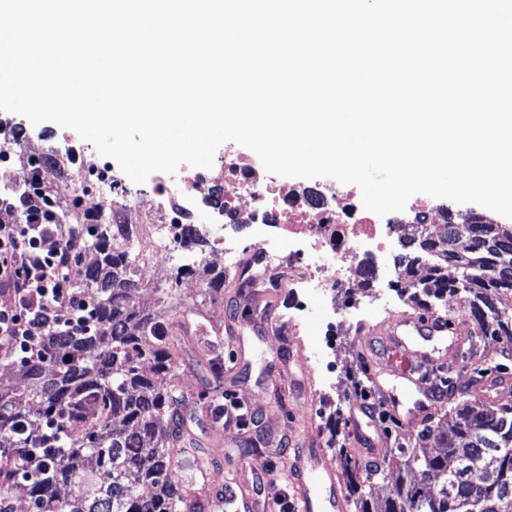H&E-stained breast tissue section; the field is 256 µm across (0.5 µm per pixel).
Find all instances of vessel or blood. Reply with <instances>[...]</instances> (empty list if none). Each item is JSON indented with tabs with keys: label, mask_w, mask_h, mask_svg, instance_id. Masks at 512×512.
I'll return each instance as SVG.
<instances>
[{
	"label": "vessel or blood",
	"mask_w": 512,
	"mask_h": 512,
	"mask_svg": "<svg viewBox=\"0 0 512 512\" xmlns=\"http://www.w3.org/2000/svg\"><path fill=\"white\" fill-rule=\"evenodd\" d=\"M385 354L372 379L385 408L400 415L404 399H411V418H422L435 400L431 387L418 376L420 367L443 362L448 352L459 351L462 331L445 318L423 319L404 315L382 331ZM293 498L297 512H316L322 494H330L334 512H346L347 500L341 491L339 474L324 461L323 449L301 441L294 455ZM225 502H239L240 512H270L272 501L260 498L253 484L245 483L224 491Z\"/></svg>",
	"instance_id": "1"
}]
</instances>
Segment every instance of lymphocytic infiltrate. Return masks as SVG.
<instances>
[{
    "instance_id": "obj_1",
    "label": "lymphocytic infiltrate",
    "mask_w": 512,
    "mask_h": 512,
    "mask_svg": "<svg viewBox=\"0 0 512 512\" xmlns=\"http://www.w3.org/2000/svg\"><path fill=\"white\" fill-rule=\"evenodd\" d=\"M0 359L24 360L37 344L60 330L81 334L92 321V299L81 286L77 255L87 245L78 224L59 218L44 177L0 194Z\"/></svg>"
}]
</instances>
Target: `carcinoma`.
Listing matches in <instances>:
<instances>
[{
	"instance_id": "1",
	"label": "carcinoma",
	"mask_w": 512,
	"mask_h": 512,
	"mask_svg": "<svg viewBox=\"0 0 512 512\" xmlns=\"http://www.w3.org/2000/svg\"><path fill=\"white\" fill-rule=\"evenodd\" d=\"M99 253L82 287L94 305L95 327L84 336L59 332L25 362L17 363L26 387L0 386V433H11L18 414L54 424L69 434L68 447L45 431L37 466L13 482L0 477V496L21 493L32 512H204L201 492L185 476L200 467L195 439L185 427L181 397L175 394L183 337L169 333L159 313L138 299V283L128 277L136 255L126 244L96 227ZM394 258L404 268L400 291L429 307L446 296H463L479 327L466 356L478 361V346L489 338L512 345V228L481 214L468 224H447L442 236L424 224H408ZM459 277H448V267ZM202 299L224 295V271L207 266ZM196 268L181 265L177 277L155 288L158 301L182 308L179 277ZM153 361L152 374L142 364ZM448 387L451 421L438 428L443 452L430 455L422 444L428 424L409 441L397 443L398 461L358 463L342 453L357 512H512V400L500 399L477 411L469 389L455 386L452 370L432 372ZM169 416L168 423L159 421ZM27 450L14 437L0 448V474L16 468ZM393 480L382 499L362 488ZM75 486L74 495L60 489Z\"/></svg>"
}]
</instances>
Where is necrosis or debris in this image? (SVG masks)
I'll use <instances>...</instances> for the list:
<instances>
[{
  "label": "necrosis or debris",
  "mask_w": 512,
  "mask_h": 512,
  "mask_svg": "<svg viewBox=\"0 0 512 512\" xmlns=\"http://www.w3.org/2000/svg\"><path fill=\"white\" fill-rule=\"evenodd\" d=\"M73 181L75 192L87 188L97 203H111L113 223L133 227L129 242L163 262L179 248L184 225L205 221L204 214L187 207V200L200 195L206 186L220 190L226 222L238 221L246 204L254 216L273 217L282 236L278 246L255 237L254 248L262 259L258 270L248 264L245 251L214 236V248L223 252L227 269L253 277L259 284L275 281L305 299L352 287L361 276L368 245L380 246L401 235L398 219H381L361 201L341 196L335 186L303 194L288 190L264 174L257 157L229 150L215 158L212 168L186 170L177 187H170L163 177L154 181V194L169 201L167 209L155 215H140L123 184L112 176H100L98 166L89 160L74 168Z\"/></svg>",
  "instance_id": "1"
}]
</instances>
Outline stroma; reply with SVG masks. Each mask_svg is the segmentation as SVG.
I'll return each mask as SVG.
<instances>
[{"label":"stroma","instance_id":"obj_1","mask_svg":"<svg viewBox=\"0 0 512 512\" xmlns=\"http://www.w3.org/2000/svg\"><path fill=\"white\" fill-rule=\"evenodd\" d=\"M0 151L8 154L7 165L18 179H25L27 160L52 154L55 163L45 178L60 204L67 223L84 224L91 217L89 208L73 212L70 188L75 156L95 154V146L78 134H66L52 122L32 124L23 115L0 111ZM202 245L189 248L187 254L169 261L161 274L168 280L186 256L204 255L210 267L224 266V255L212 251L214 234L236 239L241 248L252 244L249 222L225 223L223 216L212 214L210 223L199 225ZM399 244L376 255L380 273L370 287L339 291L331 297L312 298L321 312L310 321L303 343L283 339L269 332L270 315L293 313L295 299L290 290L277 293L273 302L246 301L237 298L233 287H225L216 301L200 302L205 282L201 276L181 278L179 286L189 301L199 302L190 312L192 324L201 328L211 355L223 367L221 373L199 361L196 345H187L175 379L177 393L183 394V417L201 446L203 467L211 475V496L224 494L225 484L269 471L279 487L288 485L290 454L298 440L320 443L325 461L340 468L341 453L353 460H378L385 451L411 434L407 425L384 415L380 396L364 399L360 385H371L372 372L382 345L368 335L370 326L387 322L384 304L396 307L397 314H419L420 309L408 296L396 290L400 270L394 263ZM324 346L327 350L321 374H314L304 359L305 348ZM244 404L249 418L245 425L224 423L214 409L226 398ZM254 441L253 455L240 450L242 440Z\"/></svg>","mask_w":512,"mask_h":512}]
</instances>
